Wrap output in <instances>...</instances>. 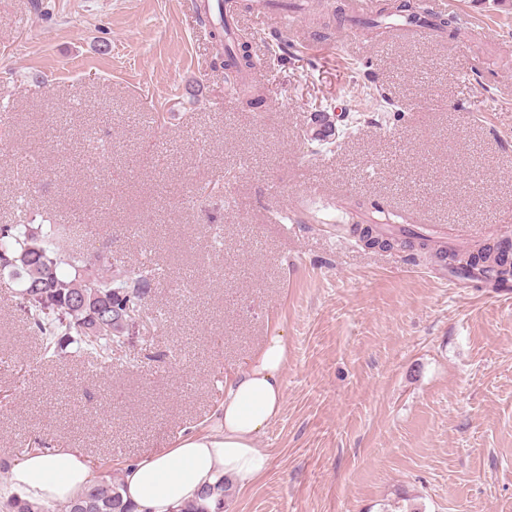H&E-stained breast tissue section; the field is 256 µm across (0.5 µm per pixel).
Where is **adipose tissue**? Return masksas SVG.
I'll use <instances>...</instances> for the list:
<instances>
[{
	"label": "adipose tissue",
	"instance_id": "obj_1",
	"mask_svg": "<svg viewBox=\"0 0 512 512\" xmlns=\"http://www.w3.org/2000/svg\"><path fill=\"white\" fill-rule=\"evenodd\" d=\"M287 361L284 336L267 337L249 367L225 381L218 413L204 432L125 468L124 503L134 512H179L222 483L241 489L254 483L269 464L257 440L282 409ZM93 479L91 464L77 451L32 449L10 461L0 500L16 498L49 510L72 501Z\"/></svg>",
	"mask_w": 512,
	"mask_h": 512
}]
</instances>
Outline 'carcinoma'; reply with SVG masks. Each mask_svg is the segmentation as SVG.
<instances>
[{
	"label": "carcinoma",
	"mask_w": 512,
	"mask_h": 512,
	"mask_svg": "<svg viewBox=\"0 0 512 512\" xmlns=\"http://www.w3.org/2000/svg\"><path fill=\"white\" fill-rule=\"evenodd\" d=\"M202 24L212 29L224 66L225 82L233 95L250 108L265 100L264 93L245 79L256 65L246 42L234 46L224 43L225 20L212 16L208 6L198 5ZM396 17L409 24L422 21L423 12L416 0H384L377 18L363 23L367 28H383L384 20ZM437 27L453 38L465 35V27L454 15L437 16ZM401 215L380 206L367 212L355 205L346 209V223L363 224L362 240L372 247L407 248L421 254L430 249L428 236L406 227H396ZM86 242L75 224L53 211L40 224H0V278L20 284L17 293L31 332L38 336L40 353L45 359L68 356L71 351L86 353L101 364L112 366V343L123 336L120 316L139 311L143 306V288L151 271L138 266L104 275L99 268L112 269V255L96 251L97 267L87 265ZM512 244L499 241L479 243L463 254H449L452 269L468 275L479 269L484 278L504 284L512 280ZM120 484L104 479L91 484L77 500L48 512H133L124 504Z\"/></svg>",
	"instance_id": "cac0c4a2"
}]
</instances>
